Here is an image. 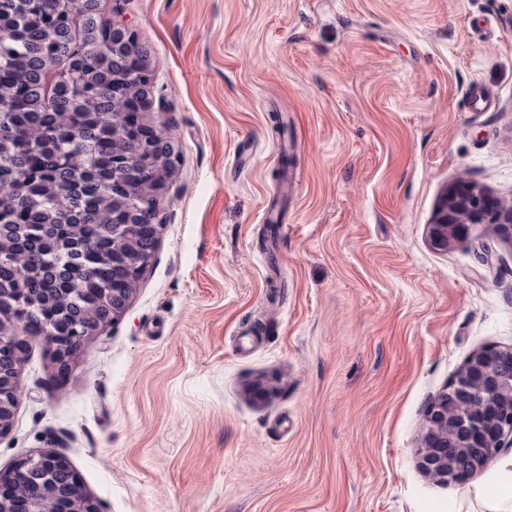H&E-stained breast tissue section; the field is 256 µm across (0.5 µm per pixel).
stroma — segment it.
Listing matches in <instances>:
<instances>
[{"label": "stroma", "mask_w": 512, "mask_h": 512, "mask_svg": "<svg viewBox=\"0 0 512 512\" xmlns=\"http://www.w3.org/2000/svg\"><path fill=\"white\" fill-rule=\"evenodd\" d=\"M101 4L175 136L160 241L67 373L31 339L0 471L63 455L99 512H488L512 445L447 485L417 451L512 347V243L428 241L457 179L512 202V0Z\"/></svg>", "instance_id": "35a3bbf8"}]
</instances>
